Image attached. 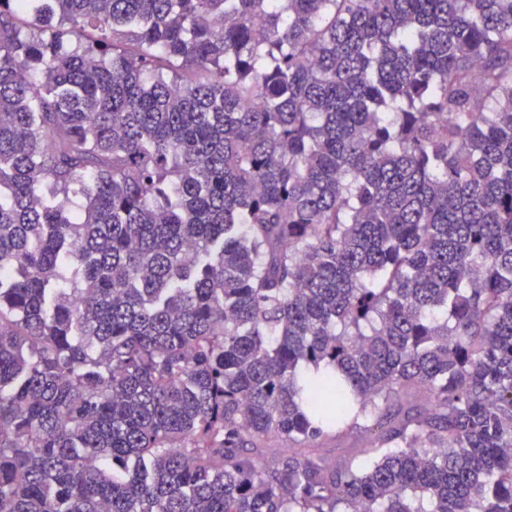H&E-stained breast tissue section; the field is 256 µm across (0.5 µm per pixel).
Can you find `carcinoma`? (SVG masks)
<instances>
[{"instance_id": "carcinoma-1", "label": "carcinoma", "mask_w": 512, "mask_h": 512, "mask_svg": "<svg viewBox=\"0 0 512 512\" xmlns=\"http://www.w3.org/2000/svg\"><path fill=\"white\" fill-rule=\"evenodd\" d=\"M0 512H512V0H0ZM366 425H368L369 428L362 429L360 432L346 438L324 441L317 447H314L313 451L330 458H339L356 453L363 454L366 448H371L378 433L374 421H370L366 423Z\"/></svg>"}]
</instances>
